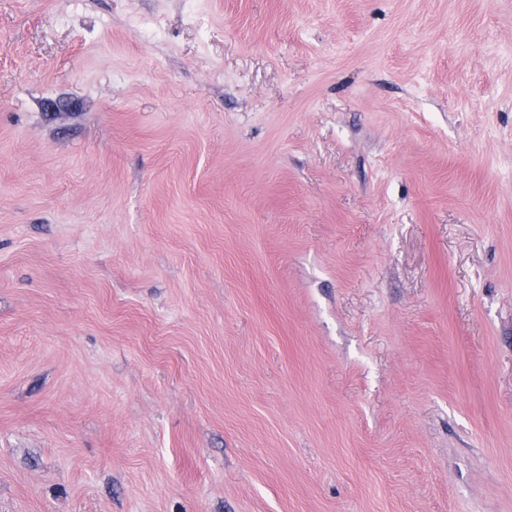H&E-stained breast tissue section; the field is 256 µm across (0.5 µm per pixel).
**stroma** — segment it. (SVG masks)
Returning <instances> with one entry per match:
<instances>
[{"label": "stroma", "instance_id": "stroma-1", "mask_svg": "<svg viewBox=\"0 0 512 512\" xmlns=\"http://www.w3.org/2000/svg\"><path fill=\"white\" fill-rule=\"evenodd\" d=\"M0 512H512V0H0Z\"/></svg>", "mask_w": 512, "mask_h": 512}]
</instances>
